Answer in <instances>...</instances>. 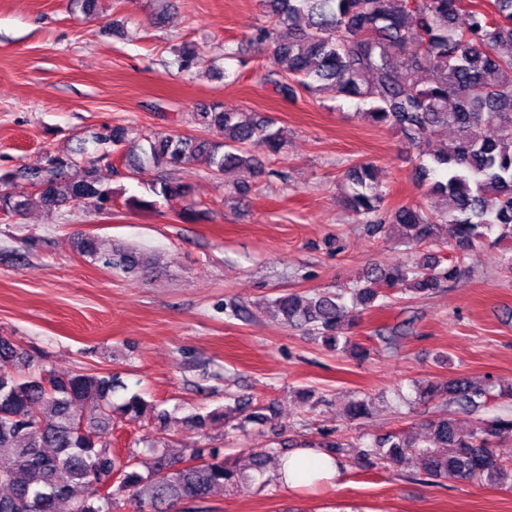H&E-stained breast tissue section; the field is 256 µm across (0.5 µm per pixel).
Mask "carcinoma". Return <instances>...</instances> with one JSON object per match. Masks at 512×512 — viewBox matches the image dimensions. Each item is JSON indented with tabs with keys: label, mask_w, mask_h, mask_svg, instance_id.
Segmentation results:
<instances>
[{
	"label": "carcinoma",
	"mask_w": 512,
	"mask_h": 512,
	"mask_svg": "<svg viewBox=\"0 0 512 512\" xmlns=\"http://www.w3.org/2000/svg\"><path fill=\"white\" fill-rule=\"evenodd\" d=\"M463 0H259L266 24L256 37L268 42L276 69L269 81L287 97L300 87L310 93L329 89L335 97L357 100L365 114L382 126L396 129L419 148L443 128L456 137L443 150L430 154L421 166L432 177L430 205L402 206L389 220L405 229L417 246L452 247L448 266L426 256L420 262L384 270L367 278L352 301L368 307L406 285L429 294L444 281L463 273V259L474 243L497 232L512 241V0H489V7L473 5L458 22ZM177 71L191 73L194 51L175 49ZM429 72L427 84L419 73ZM195 124L216 129L221 139L170 135L150 139L133 158L143 173L165 166L176 172L199 156L212 172L258 167L253 149L272 156L285 149L286 139L275 122L254 112L227 109L214 103L193 114ZM493 130V136L484 129ZM84 140L125 147L123 126H103ZM36 188L31 199L17 200L0 192V213L11 215L29 205L54 207L64 202L95 199L112 202V188L104 185L93 165L82 166L71 156L44 151L40 160L19 170ZM347 208L363 224L379 229L385 191L369 163L350 166ZM150 200L131 197L134 206L152 209L155 198L184 196L188 186L168 176L146 181ZM81 257L102 266L136 275L144 269L137 250L94 235L71 240ZM282 320L312 330L334 347L342 330V297L284 292L271 301ZM23 353L7 336H0V450L10 463L0 467V512H57L69 502V512H112L116 495L128 493L135 512H186L218 487L234 488L251 480L245 470L224 458L217 448H191L186 456L165 451L173 430L164 411L154 413L153 447L162 449L147 474L138 471L136 455L112 451L110 434L119 420L137 423L148 403L133 394L114 402L117 379L110 372L19 374ZM427 394L449 398L461 410L485 395L471 381L450 376L430 384ZM222 420L224 427L241 430L260 421L279 425L274 410L253 411L231 423L230 413L214 410L195 414L200 430ZM425 436L399 430L371 445L343 439L306 441L303 448L327 451L334 457L353 449V460L364 469L419 464L424 474L442 480H495L512 473L495 452L497 440L512 437V417L479 419L461 430L443 413L425 423Z\"/></svg>",
	"instance_id": "carcinoma-1"
}]
</instances>
